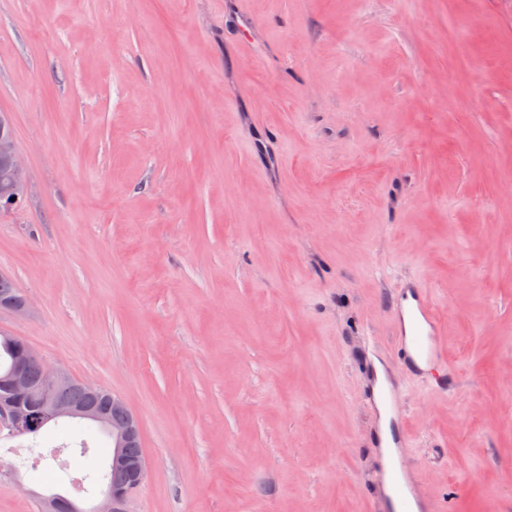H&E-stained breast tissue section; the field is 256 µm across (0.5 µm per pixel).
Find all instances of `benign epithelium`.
Here are the masks:
<instances>
[{"label": "benign epithelium", "mask_w": 512, "mask_h": 512, "mask_svg": "<svg viewBox=\"0 0 512 512\" xmlns=\"http://www.w3.org/2000/svg\"><path fill=\"white\" fill-rule=\"evenodd\" d=\"M0 160L8 165L13 176L20 177L25 174V166L16 149L13 120L7 112L0 116ZM35 361L41 365L46 385H58L70 380V374L66 369L43 361L30 345H24L21 358L9 381L12 401L8 406L0 409V415L20 432L26 430L30 422V416L20 411V407L32 391L27 380V368L30 363ZM112 408L123 414L122 419L113 423L101 410L83 407L68 408L54 398L46 396L43 399L40 412V419L43 423L57 417H65L90 420L112 427V458L109 462V468L112 469V490L94 502L90 508L93 512H129V502L145 482L148 473L145 453L142 452L136 457H131L126 452L129 444L141 439V426L138 418L117 396L112 397ZM46 506L52 509H63L65 512H87V508L82 504L65 497L50 499Z\"/></svg>", "instance_id": "7a95c632"}]
</instances>
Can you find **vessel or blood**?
I'll return each mask as SVG.
<instances>
[{
	"instance_id": "1",
	"label": "vessel or blood",
	"mask_w": 512,
	"mask_h": 512,
	"mask_svg": "<svg viewBox=\"0 0 512 512\" xmlns=\"http://www.w3.org/2000/svg\"><path fill=\"white\" fill-rule=\"evenodd\" d=\"M392 311L400 365L407 370L429 375V384L434 392L444 391L448 380V359L447 347L441 339L443 321L424 284L417 279L406 282L396 292ZM370 397L385 420L376 443L379 447L389 449L395 474L386 508L388 512H413L420 494L409 475L402 452L406 438L401 425V395L387 381L372 388Z\"/></svg>"
}]
</instances>
